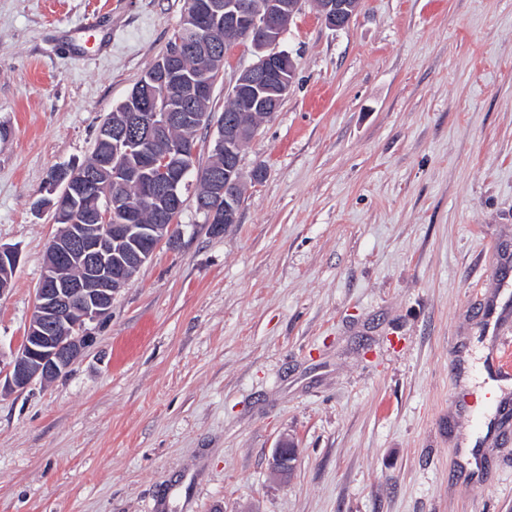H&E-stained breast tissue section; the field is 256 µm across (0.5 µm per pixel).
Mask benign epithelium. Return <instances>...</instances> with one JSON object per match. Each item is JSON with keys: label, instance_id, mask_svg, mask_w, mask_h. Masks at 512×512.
<instances>
[{"label": "benign epithelium", "instance_id": "benign-epithelium-1", "mask_svg": "<svg viewBox=\"0 0 512 512\" xmlns=\"http://www.w3.org/2000/svg\"><path fill=\"white\" fill-rule=\"evenodd\" d=\"M302 0H196L184 18L187 30L222 33L214 62L226 57L228 49L240 45V33L248 35L245 46L256 57L238 78L230 98L246 108L261 111L262 118L278 110L294 78L289 53L279 49ZM324 23L337 30L349 26L358 0H317ZM196 52V45L180 39L148 69L142 85L146 95H136L125 112L115 114L112 125L101 135L112 139V176L140 180L142 197L153 204L158 223H140L139 208L119 195L100 197L89 190L94 174L86 177L54 205L66 224L46 251L44 274L36 291L35 304L22 343L5 375L0 391L25 389L37 377L54 378L68 370L85 345L84 326L106 315L112 298L135 276L149 259L154 247L165 241L179 243L178 218L182 186L189 170H172L173 151L158 152L153 141L171 125L205 124L207 115L187 108H173L159 101V93L177 89L184 101L192 103L211 96L213 82L207 70L194 71L182 59ZM244 126L228 117L219 131L215 149L224 151V166L196 172V181L206 183L212 195L224 198V205L204 209L206 223L215 231L234 221L243 192V180L227 179L240 170L237 147L244 141ZM79 250L84 264L81 277L60 276L59 265ZM297 449L282 442L273 456L274 471L289 473Z\"/></svg>", "mask_w": 512, "mask_h": 512}]
</instances>
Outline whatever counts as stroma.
<instances>
[{
    "label": "stroma",
    "mask_w": 512,
    "mask_h": 512,
    "mask_svg": "<svg viewBox=\"0 0 512 512\" xmlns=\"http://www.w3.org/2000/svg\"><path fill=\"white\" fill-rule=\"evenodd\" d=\"M184 7L0 0V362L59 230L49 172L90 157ZM279 47L295 77L240 151L236 223L211 232L186 190L179 246L79 359L0 394V512H512V421L480 480L460 462L487 417L462 358L512 336V0H359L343 30L303 0ZM254 61L229 52L197 166Z\"/></svg>",
    "instance_id": "obj_1"
}]
</instances>
